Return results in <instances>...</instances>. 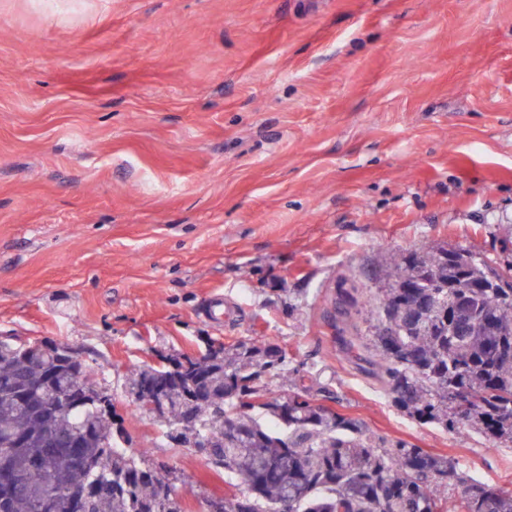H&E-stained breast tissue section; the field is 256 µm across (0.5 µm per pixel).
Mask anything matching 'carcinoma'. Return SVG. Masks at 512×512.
<instances>
[{
  "label": "carcinoma",
  "instance_id": "obj_1",
  "mask_svg": "<svg viewBox=\"0 0 512 512\" xmlns=\"http://www.w3.org/2000/svg\"><path fill=\"white\" fill-rule=\"evenodd\" d=\"M378 295L338 290L336 313L347 352L372 365L371 378L401 413L446 431H473L491 446L512 444V262L440 244L385 258ZM126 378L141 416L160 423L182 449L201 437L224 476L245 484L220 499L221 512H512V487L491 486L447 455L373 432L319 403L336 399L305 361L277 344L226 342L194 360L157 354ZM76 390L64 402L60 394ZM161 392L165 409L144 397ZM187 418L191 432L179 429ZM51 434L59 447L46 448ZM103 368L70 357L57 342L0 340V462L25 472L0 483V512H72L64 489L98 487L84 512H184L164 491L148 452L129 453ZM87 466L76 469L70 445Z\"/></svg>",
  "mask_w": 512,
  "mask_h": 512
}]
</instances>
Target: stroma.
<instances>
[{
  "label": "stroma",
  "instance_id": "1",
  "mask_svg": "<svg viewBox=\"0 0 512 512\" xmlns=\"http://www.w3.org/2000/svg\"><path fill=\"white\" fill-rule=\"evenodd\" d=\"M511 240L512 0H0V338L110 367L186 512L224 473L123 378L253 337L332 379L333 409L512 485V446L397 412L331 318L391 251L501 263Z\"/></svg>",
  "mask_w": 512,
  "mask_h": 512
}]
</instances>
